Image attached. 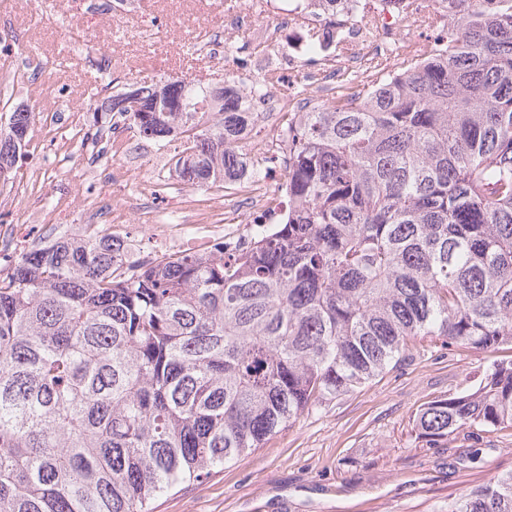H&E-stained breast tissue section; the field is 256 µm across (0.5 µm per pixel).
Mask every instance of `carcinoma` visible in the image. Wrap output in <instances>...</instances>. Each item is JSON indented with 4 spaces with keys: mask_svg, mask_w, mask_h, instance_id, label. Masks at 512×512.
<instances>
[{
    "mask_svg": "<svg viewBox=\"0 0 512 512\" xmlns=\"http://www.w3.org/2000/svg\"><path fill=\"white\" fill-rule=\"evenodd\" d=\"M449 2L421 55L282 116L285 213L250 241L140 262L119 236H60L0 272V512H153L418 338L512 345V0ZM249 97L227 73L102 107L181 135L177 177L211 188L276 161L247 152ZM32 117L0 129V177ZM414 427L432 448L512 428V360ZM448 512H512V470Z\"/></svg>",
    "mask_w": 512,
    "mask_h": 512,
    "instance_id": "cac0c4a2",
    "label": "carcinoma"
}]
</instances>
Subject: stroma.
Returning <instances> with one entry per match:
<instances>
[{
	"label": "stroma",
	"instance_id": "stroma-1",
	"mask_svg": "<svg viewBox=\"0 0 512 512\" xmlns=\"http://www.w3.org/2000/svg\"><path fill=\"white\" fill-rule=\"evenodd\" d=\"M226 0H127L118 15L100 21L75 14L71 0H0L25 28V42H0V63L27 58L42 74L37 84L12 82L0 70V118L15 107L34 110L28 145L8 181L0 183V251L18 256L65 234L85 238L116 234L147 260L161 252V239L182 225L185 242L173 252H201L213 239L196 237L198 208L190 198L201 191L171 178L156 160L153 141L136 128L126 131L129 152L114 156L111 113L97 101L148 82L184 80L223 85L217 65L199 41L201 31L224 23ZM161 28V37L143 35L144 24ZM80 35L81 51L72 47ZM117 55L119 68L100 77L89 60L99 51ZM97 134L98 151L86 152L70 132L73 118ZM127 175L131 203L149 207L148 223L127 217L115 225L111 208L88 211L77 186L80 172L95 175V194L111 197L116 169ZM60 203L54 224H30L21 217L31 191ZM512 359V346L491 352L436 342L412 346L397 367L353 393L305 412L261 448L226 463L200 484L160 495L154 512H445L449 498L475 487L492 473L512 469V428L474 441L457 435L448 447L428 448L415 437L412 419L429 401L474 386L496 360Z\"/></svg>",
	"mask_w": 512,
	"mask_h": 512
}]
</instances>
